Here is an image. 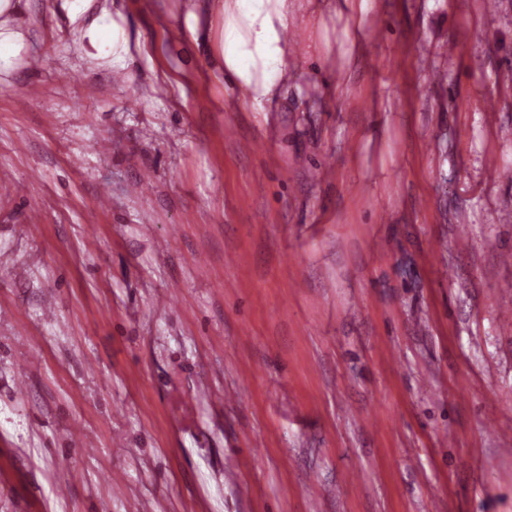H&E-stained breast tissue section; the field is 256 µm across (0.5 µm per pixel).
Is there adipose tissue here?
<instances>
[{
  "instance_id": "adipose-tissue-1",
  "label": "adipose tissue",
  "mask_w": 512,
  "mask_h": 512,
  "mask_svg": "<svg viewBox=\"0 0 512 512\" xmlns=\"http://www.w3.org/2000/svg\"><path fill=\"white\" fill-rule=\"evenodd\" d=\"M24 0H0V71L13 69L24 35L16 23ZM220 20L209 28L208 45L217 70L227 75L254 108L272 102L288 80L289 62L297 47L296 0H213L204 6L189 0L185 15L191 37H198L201 20ZM86 34L98 55L125 68L128 41L124 28L101 14Z\"/></svg>"
}]
</instances>
